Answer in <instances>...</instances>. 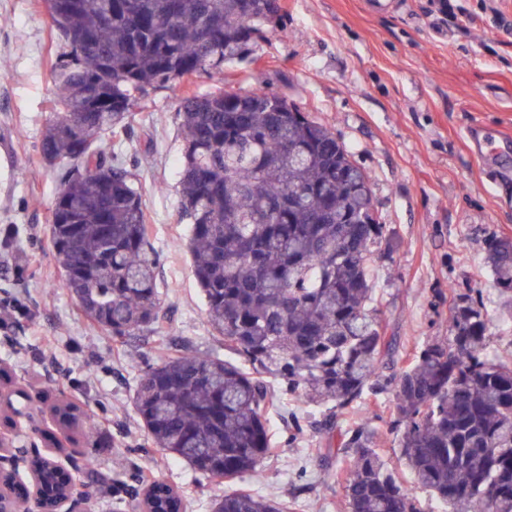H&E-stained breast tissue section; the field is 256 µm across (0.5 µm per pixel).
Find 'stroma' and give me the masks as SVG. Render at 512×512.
Returning <instances> with one entry per match:
<instances>
[{"mask_svg": "<svg viewBox=\"0 0 512 512\" xmlns=\"http://www.w3.org/2000/svg\"><path fill=\"white\" fill-rule=\"evenodd\" d=\"M444 0H280L286 22L260 41L254 62L224 68L225 88H250L263 76L272 88L336 133L372 178L381 223L394 251L375 276L386 335L396 357L425 337L448 333L449 285L474 288L491 317L492 348L512 362V308L483 268L484 240L512 237V182L471 152L468 134L487 142L512 135V0H451L466 15L446 22ZM59 42L38 0H0V147L11 170H0V302L25 311L0 330V367L22 388L23 416L11 445L23 455L59 456L57 439L75 441L77 462L93 459L102 480L88 512H136L127 489L153 473L182 497L183 512H209L217 480L154 448L133 405L135 376L161 353L146 335L114 344L83 314L61 284L49 238L57 181L43 163L40 141L53 97L51 66ZM187 84L152 94L118 146L145 186L157 279L174 331L171 345L228 358L224 339L207 323L179 215L180 131L175 111ZM26 257L16 274L18 257ZM266 416L277 451L261 464L258 490L294 505V512H347L335 459H320L318 432L306 410L281 394ZM64 398L93 415L96 434L65 431L51 405ZM369 419L380 453L395 462L386 397H369L344 420Z\"/></svg>", "mask_w": 512, "mask_h": 512, "instance_id": "stroma-1", "label": "stroma"}]
</instances>
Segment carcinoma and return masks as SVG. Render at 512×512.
Returning a JSON list of instances; mask_svg holds the SVG:
<instances>
[{
    "label": "carcinoma",
    "instance_id": "cac0c4a2",
    "mask_svg": "<svg viewBox=\"0 0 512 512\" xmlns=\"http://www.w3.org/2000/svg\"><path fill=\"white\" fill-rule=\"evenodd\" d=\"M64 45L40 143L60 191L50 238L62 285L115 340L171 333L136 169L105 143L120 140L151 94L224 74L282 17L278 0H43ZM247 90L216 86L178 100L180 212L210 326L238 361L175 348L137 377L134 405L154 447L228 485L210 512H290L284 500L232 483L257 476L273 437L263 373L321 425L339 430L327 454L345 464L348 512H424L423 489L448 512H512V363L491 348L480 295L459 293L448 336L430 338L405 367L383 371L384 334L374 272L392 235L375 215L370 175L336 134L262 77ZM485 264L512 304V239L485 240ZM391 395L401 468L376 430L340 416ZM44 493L77 492L44 467ZM149 512H181L161 481L143 493Z\"/></svg>",
    "mask_w": 512,
    "mask_h": 512
}]
</instances>
